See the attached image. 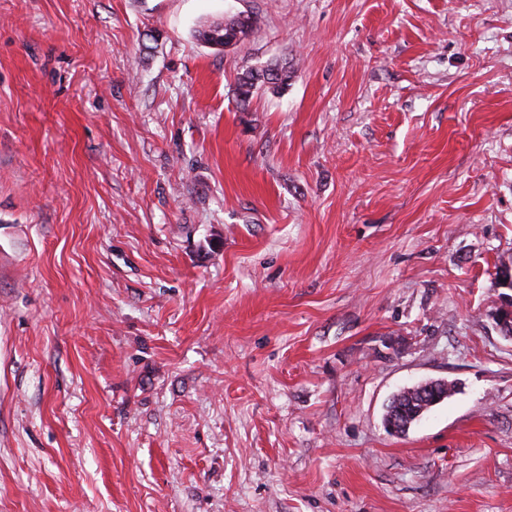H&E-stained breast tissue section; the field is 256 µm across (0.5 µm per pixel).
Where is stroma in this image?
<instances>
[{"label": "stroma", "instance_id": "35a3bbf8", "mask_svg": "<svg viewBox=\"0 0 512 512\" xmlns=\"http://www.w3.org/2000/svg\"><path fill=\"white\" fill-rule=\"evenodd\" d=\"M504 264L512 0H0V512H512ZM230 30H234L233 21L228 23L226 19H224L205 22L197 29L196 33L198 39L207 45L211 41L223 39L228 35ZM294 69L288 61L268 64L261 69H250L240 74L235 87V97L241 110H246L253 94L265 85L273 91L283 88L292 78ZM453 389L454 386L449 383L448 386H441L437 388L436 391H424L423 396L420 395L416 389L403 391L398 395L396 400L392 402L390 406L391 415L394 417L396 423H415L421 418L417 419V415L423 408L422 402H429L434 397L441 398L442 394H445L447 399L451 396Z\"/></svg>", "mask_w": 512, "mask_h": 512}]
</instances>
